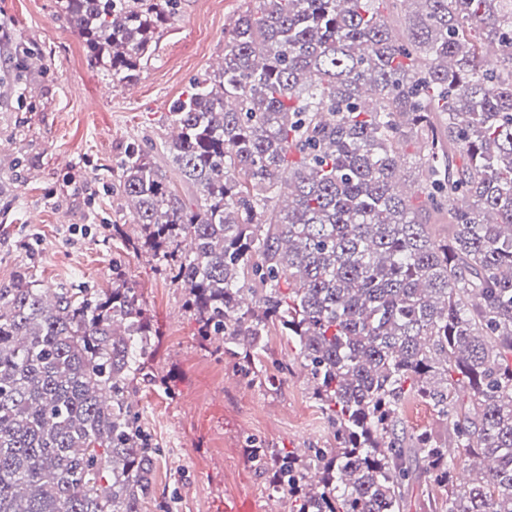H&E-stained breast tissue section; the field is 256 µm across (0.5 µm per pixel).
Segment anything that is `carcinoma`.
Returning a JSON list of instances; mask_svg holds the SVG:
<instances>
[{
  "label": "carcinoma",
  "instance_id": "carcinoma-1",
  "mask_svg": "<svg viewBox=\"0 0 512 512\" xmlns=\"http://www.w3.org/2000/svg\"><path fill=\"white\" fill-rule=\"evenodd\" d=\"M58 9L115 87L179 15L178 0ZM167 120L161 144L126 146L113 185L129 244L254 381L272 382L271 330L298 346L334 443L249 449L290 512H405L423 478L446 494L437 512H512V0H254ZM154 336L125 282L0 288V512H140L156 449L128 393ZM411 396L482 461L466 486L448 447L404 427Z\"/></svg>",
  "mask_w": 512,
  "mask_h": 512
}]
</instances>
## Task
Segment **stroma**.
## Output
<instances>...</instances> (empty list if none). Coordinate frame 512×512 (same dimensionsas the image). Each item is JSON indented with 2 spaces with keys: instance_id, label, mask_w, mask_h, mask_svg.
<instances>
[{
  "instance_id": "stroma-1",
  "label": "stroma",
  "mask_w": 512,
  "mask_h": 512,
  "mask_svg": "<svg viewBox=\"0 0 512 512\" xmlns=\"http://www.w3.org/2000/svg\"><path fill=\"white\" fill-rule=\"evenodd\" d=\"M56 2L0 0L11 44L41 52L46 63L23 77L31 94L0 87V287L24 276L39 288L98 291L121 280L139 289L158 333L148 375L132 384L138 425L158 450L141 512H288L247 450L304 453L330 440L297 349L269 336L262 365L275 386L252 383L201 340L184 288L112 232L125 224L111 184L126 144L168 137L172 103L216 69L224 31L250 0H180L177 20L128 89L91 67ZM89 171L97 177L87 182Z\"/></svg>"
}]
</instances>
